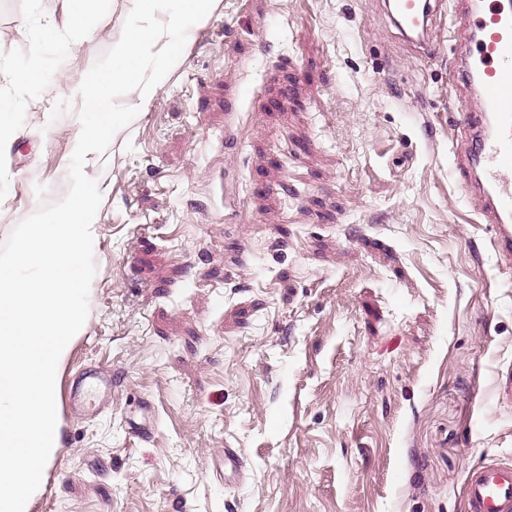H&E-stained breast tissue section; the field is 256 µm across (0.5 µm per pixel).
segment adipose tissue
Here are the masks:
<instances>
[{
  "instance_id": "obj_1",
  "label": "adipose tissue",
  "mask_w": 512,
  "mask_h": 512,
  "mask_svg": "<svg viewBox=\"0 0 512 512\" xmlns=\"http://www.w3.org/2000/svg\"><path fill=\"white\" fill-rule=\"evenodd\" d=\"M213 0H138L136 17L123 24L120 39L112 47L110 64L90 70L80 85L83 110L88 116L84 140L98 139L121 131L125 112L115 109L116 94L135 97L138 107H145L161 86L168 58L182 51V34L191 21L210 16ZM166 10L163 25L152 24L158 10ZM152 64L153 79H144L143 64Z\"/></svg>"
}]
</instances>
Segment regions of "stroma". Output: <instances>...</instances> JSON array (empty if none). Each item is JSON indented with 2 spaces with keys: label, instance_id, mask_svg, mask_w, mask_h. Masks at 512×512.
I'll return each mask as SVG.
<instances>
[{
  "label": "stroma",
  "instance_id": "35a3bbf8",
  "mask_svg": "<svg viewBox=\"0 0 512 512\" xmlns=\"http://www.w3.org/2000/svg\"><path fill=\"white\" fill-rule=\"evenodd\" d=\"M0 0V243L60 201L75 95L137 0ZM420 58L381 0H219L84 170L103 195L89 314L58 380L112 400L57 418L26 512H466L512 458V269L454 183L460 43ZM42 79L17 81L33 51ZM237 113L229 123L228 113ZM154 416L139 439L129 424ZM234 448L243 475L216 471ZM94 0H70L69 18L71 23L82 30L96 29V15L89 6Z\"/></svg>",
  "mask_w": 512,
  "mask_h": 512
}]
</instances>
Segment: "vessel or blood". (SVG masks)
<instances>
[{
  "mask_svg": "<svg viewBox=\"0 0 512 512\" xmlns=\"http://www.w3.org/2000/svg\"><path fill=\"white\" fill-rule=\"evenodd\" d=\"M413 46L432 54L441 38L435 21L443 10L456 14L462 46L456 79L472 98L454 118L461 145L453 177L485 223L494 229L493 245L503 266L512 267V11L503 4L477 7L475 0H388ZM469 512H512V464L490 463L466 479Z\"/></svg>",
  "mask_w": 512,
  "mask_h": 512,
  "instance_id": "b4317fda",
  "label": "vessel or blood"
}]
</instances>
